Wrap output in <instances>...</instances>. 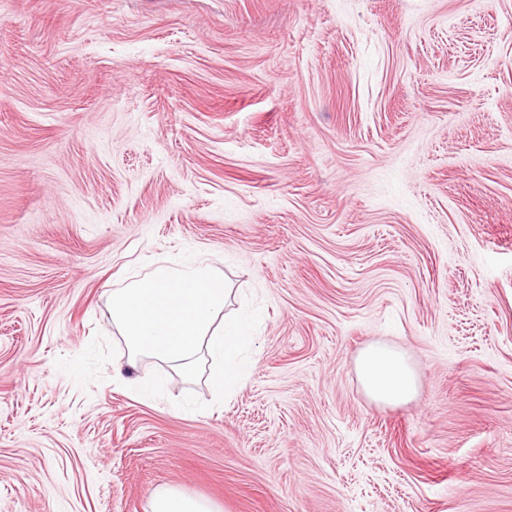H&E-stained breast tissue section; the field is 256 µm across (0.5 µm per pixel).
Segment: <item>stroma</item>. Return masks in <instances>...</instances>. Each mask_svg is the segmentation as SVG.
<instances>
[{
  "instance_id": "stroma-1",
  "label": "stroma",
  "mask_w": 512,
  "mask_h": 512,
  "mask_svg": "<svg viewBox=\"0 0 512 512\" xmlns=\"http://www.w3.org/2000/svg\"><path fill=\"white\" fill-rule=\"evenodd\" d=\"M215 260L255 369L126 345ZM403 351L409 402L364 394ZM512 512V0H0V512ZM356 368L366 394L382 404H399L414 397L416 374L405 355L385 345H370L359 355ZM151 512H217L207 499L193 497L175 487L158 491L151 502Z\"/></svg>"
}]
</instances>
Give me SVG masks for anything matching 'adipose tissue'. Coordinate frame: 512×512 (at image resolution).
Here are the masks:
<instances>
[{"mask_svg":"<svg viewBox=\"0 0 512 512\" xmlns=\"http://www.w3.org/2000/svg\"><path fill=\"white\" fill-rule=\"evenodd\" d=\"M229 296L223 273L203 258L166 260L149 272L129 274L112 292V320L128 346L127 369L135 370L148 357L190 375L206 357L213 393L221 398L234 392L254 363L246 355L249 323L223 316ZM356 368L364 391L376 402L399 404L416 393L415 371L395 348L368 346Z\"/></svg>","mask_w":512,"mask_h":512,"instance_id":"ef3b65f1","label":"adipose tissue"}]
</instances>
